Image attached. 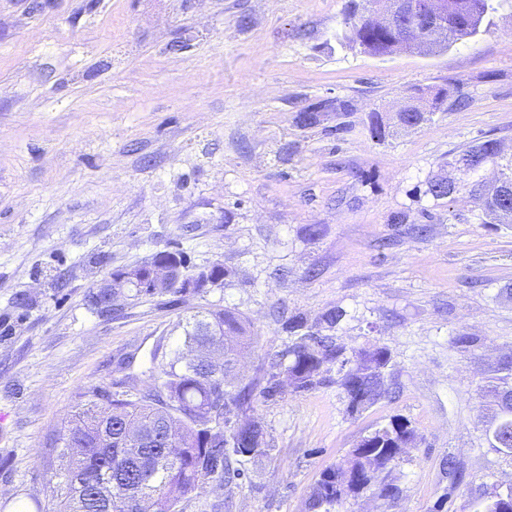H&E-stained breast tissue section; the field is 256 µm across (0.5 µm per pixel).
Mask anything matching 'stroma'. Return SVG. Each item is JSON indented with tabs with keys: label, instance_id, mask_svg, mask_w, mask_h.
Listing matches in <instances>:
<instances>
[{
	"label": "stroma",
	"instance_id": "stroma-1",
	"mask_svg": "<svg viewBox=\"0 0 512 512\" xmlns=\"http://www.w3.org/2000/svg\"><path fill=\"white\" fill-rule=\"evenodd\" d=\"M348 3L0 0V512L31 497L54 512L63 462L46 448L78 393L153 388L180 321L216 308L250 323L246 380L292 343L277 308L312 324L341 310L332 335L347 352L389 351L388 392L351 410L333 370L310 391L256 396L269 454L178 512H307L322 472L396 417L416 446L335 512H477L512 486L480 396L512 355V224L479 223L469 186L427 192L475 142L512 158V0L472 41L380 58L340 46ZM427 86L445 90L440 110L392 126ZM162 250L229 275L116 313L91 305L113 270Z\"/></svg>",
	"mask_w": 512,
	"mask_h": 512
}]
</instances>
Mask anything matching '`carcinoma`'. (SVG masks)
<instances>
[{"instance_id":"obj_1","label":"carcinoma","mask_w":512,"mask_h":512,"mask_svg":"<svg viewBox=\"0 0 512 512\" xmlns=\"http://www.w3.org/2000/svg\"><path fill=\"white\" fill-rule=\"evenodd\" d=\"M491 0H444V16L437 23L414 21L421 36L441 51L465 43L480 33ZM346 40L373 57L401 53L407 45L393 38L387 28L370 25L354 29ZM439 109L441 90L427 87L405 112V123L422 120L420 102ZM471 156L477 163H497V141L487 139L469 146L452 164ZM458 188L439 174L428 180L427 193L443 199ZM480 220L504 224L512 218V162L501 166L495 185L480 192ZM123 297L115 289L99 288L90 296L98 310H116ZM282 326L295 342L272 358L271 365L285 367L288 386L305 392L331 382L324 373L338 365L345 373L336 378L353 410L376 403L385 393V369L390 362L383 348L361 349L346 355L333 337L312 330L300 315L282 318ZM183 348L154 371L158 384L131 399L119 393L93 389L78 395L65 431L47 448L48 458L69 455L59 474L56 512H177L179 503L199 493L208 482L226 484L244 476L243 462L268 454L265 430L258 418L239 431L226 426L231 408H252L256 383L228 382L236 375L240 353L250 344L247 319L229 309H207L182 325ZM512 393V359H503L483 393L501 406V397ZM134 422L158 441L133 445L125 426ZM490 445L512 458V415L498 421ZM416 443L408 420L395 417L363 437L342 464L324 471L313 487L308 512H332L339 503L336 485L347 472L370 469L368 483L385 469L400 448Z\"/></svg>"}]
</instances>
